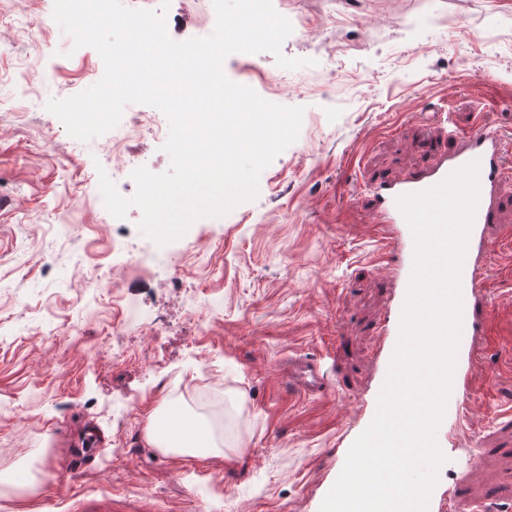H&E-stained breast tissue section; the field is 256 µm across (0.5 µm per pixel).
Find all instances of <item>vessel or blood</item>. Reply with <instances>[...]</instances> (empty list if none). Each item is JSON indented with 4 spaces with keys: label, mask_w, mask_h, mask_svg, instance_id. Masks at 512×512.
I'll use <instances>...</instances> for the list:
<instances>
[{
    "label": "vessel or blood",
    "mask_w": 512,
    "mask_h": 512,
    "mask_svg": "<svg viewBox=\"0 0 512 512\" xmlns=\"http://www.w3.org/2000/svg\"><path fill=\"white\" fill-rule=\"evenodd\" d=\"M508 147L502 134L486 126L462 135L455 151L445 155L430 170L421 175H411L396 181L382 182L372 189L377 199L376 220L385 241H399L400 253L405 263H412L414 241L411 231L405 230L406 220L401 213L399 196L430 188L443 181L451 172L470 162L479 164V201L469 234L461 274L463 302L462 342H469L483 335L485 323L477 317L474 299L485 286L481 258L491 249L487 235L489 224L494 221L493 199L497 186L512 173L506 165ZM290 382L307 395H319L325 390L324 378L315 361L297 363Z\"/></svg>",
    "instance_id": "vessel-or-blood-1"
}]
</instances>
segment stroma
I'll use <instances>...</instances> for the list:
<instances>
[{
	"instance_id": "1",
	"label": "stroma",
	"mask_w": 512,
	"mask_h": 512,
	"mask_svg": "<svg viewBox=\"0 0 512 512\" xmlns=\"http://www.w3.org/2000/svg\"><path fill=\"white\" fill-rule=\"evenodd\" d=\"M53 9L0 0V473L36 483L22 497L0 484V512H320L374 413L380 329L408 275L368 188L453 151L448 126L512 138V0H301L309 25L328 18L313 44L297 29L284 40L303 67L270 52L224 62L232 82L303 108L297 140L255 199L162 247L139 231V207L119 224L105 207L111 133L76 140L45 108L101 74ZM166 23L177 41L208 36L213 0H170ZM489 235V330L459 359L472 391L437 430L431 512H512V177ZM130 260L149 275L101 281ZM127 298L162 322L130 327L129 355L98 361ZM292 358L319 363L323 394L289 388ZM206 394L224 402L223 453L147 446L152 412L201 416Z\"/></svg>"
}]
</instances>
